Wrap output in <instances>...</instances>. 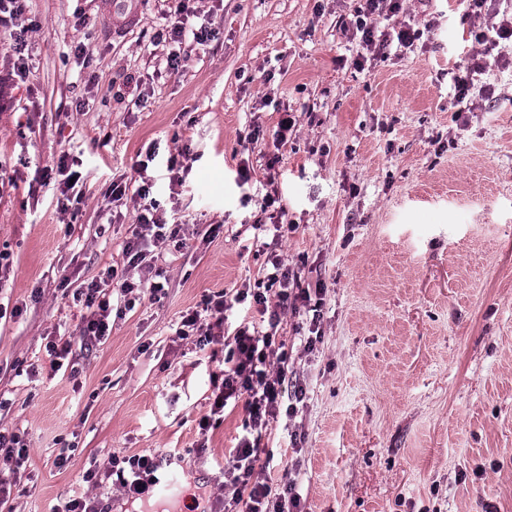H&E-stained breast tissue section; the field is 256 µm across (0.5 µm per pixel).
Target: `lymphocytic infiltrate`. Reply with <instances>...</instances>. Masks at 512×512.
<instances>
[{
    "label": "lymphocytic infiltrate",
    "instance_id": "1",
    "mask_svg": "<svg viewBox=\"0 0 512 512\" xmlns=\"http://www.w3.org/2000/svg\"><path fill=\"white\" fill-rule=\"evenodd\" d=\"M27 0H0V26L15 27L20 32L11 49V76L22 79L26 73L23 51L25 34L34 30V23L25 16ZM402 0H361L354 14L353 25L361 34L365 48L376 54L385 53L391 46H413L423 35L422 28L407 24L392 31H378L377 18H392L400 12ZM472 16L486 17L482 26H469L468 36L475 51L465 65L459 66L453 77V91L457 102H464L472 91L482 97H492V87H476L474 78L490 65L505 66L512 63V0H469ZM212 17L202 14L198 28L188 29L184 18L178 17L158 32L156 43L167 49L166 63L170 70L181 64L179 48L186 37L205 42L211 33ZM141 203L136 215V226L126 241L124 253L127 264L123 268L107 267L97 277L84 283L74 293L75 301L82 303L85 312L79 323L83 339L99 342L111 332L110 317L113 300L127 297L137 288H148L151 295L163 292L165 272L150 259L152 251L174 247L189 248L179 225L167 222L158 204L149 200L146 188L136 191ZM264 286L243 288L219 300H205L200 308L183 315L178 333L180 336L206 338L204 329L207 318L226 321L228 312L236 305L250 303L258 314L257 319L242 320L236 327L228 350L224 354V379L213 402L214 412H221L228 402L240 403L244 411V436L235 448L230 449L231 463L224 469V477L234 486L231 503L224 512H302V497L296 480H288L281 491H273L267 478L261 477L260 451L251 440L252 434L267 428L270 419L279 414L294 417L297 405L304 399L302 390H295L293 401H285L284 394L291 379L288 375L290 354L279 329L285 313L305 315L308 318L307 337L302 340L304 351H313L318 339L316 333L321 319V301L325 291L323 283L303 288L295 283V274L279 261L271 259L265 269ZM113 474L123 491L133 498L148 496L156 485V472L160 464L147 455L125 458L111 456Z\"/></svg>",
    "mask_w": 512,
    "mask_h": 512
}]
</instances>
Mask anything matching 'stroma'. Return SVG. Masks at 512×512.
I'll use <instances>...</instances> for the list:
<instances>
[{
	"instance_id": "35a3bbf8",
	"label": "stroma",
	"mask_w": 512,
	"mask_h": 512,
	"mask_svg": "<svg viewBox=\"0 0 512 512\" xmlns=\"http://www.w3.org/2000/svg\"><path fill=\"white\" fill-rule=\"evenodd\" d=\"M181 1L214 24L172 71L154 34ZM108 2L31 0L18 82L0 29V430L28 448L0 512L76 496L104 512H222L244 413L212 414L211 394L234 329L202 348L176 328L262 281L272 255L326 287L313 353L294 343L300 318H283L306 397L259 440L273 487L292 473L304 512H512V66L480 74L492 99L460 111L448 87L472 53L468 0H436L430 31L381 59L350 23L357 0H139L118 31ZM286 112L296 126L277 151ZM62 156L87 174L81 202L37 181ZM120 178L118 206L104 192ZM144 185L192 248L160 256L164 291L85 343L73 293L125 265ZM267 195L289 229L256 248ZM59 336L73 373L50 372ZM113 453L155 457L175 497L131 504Z\"/></svg>"
}]
</instances>
